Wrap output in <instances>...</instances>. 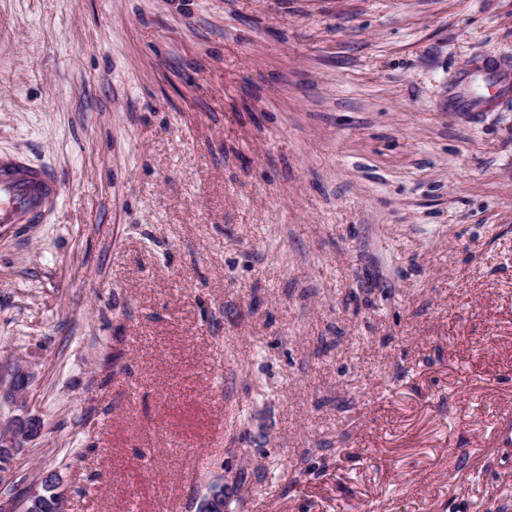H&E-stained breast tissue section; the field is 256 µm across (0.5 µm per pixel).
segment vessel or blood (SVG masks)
I'll return each instance as SVG.
<instances>
[{"label":"vessel or blood","instance_id":"b4317fda","mask_svg":"<svg viewBox=\"0 0 512 512\" xmlns=\"http://www.w3.org/2000/svg\"><path fill=\"white\" fill-rule=\"evenodd\" d=\"M58 197L59 181L50 170L19 156L0 155V234L37 222Z\"/></svg>","mask_w":512,"mask_h":512}]
</instances>
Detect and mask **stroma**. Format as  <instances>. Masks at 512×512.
Here are the masks:
<instances>
[{"instance_id": "35a3bbf8", "label": "stroma", "mask_w": 512, "mask_h": 512, "mask_svg": "<svg viewBox=\"0 0 512 512\" xmlns=\"http://www.w3.org/2000/svg\"><path fill=\"white\" fill-rule=\"evenodd\" d=\"M512 0H0V504L512 512ZM59 185L50 170L23 157L0 155V234L14 224L37 222L59 198ZM28 382V375L22 366H17L8 382L0 380V398L8 400H17L21 397L22 391ZM42 431V424L36 418H28L19 422L15 429L1 431L0 454L4 458L12 453L15 448H23L22 443L37 437ZM213 490L206 501L197 502V507L206 512H223L224 511V474L218 473L211 479Z\"/></svg>"}]
</instances>
